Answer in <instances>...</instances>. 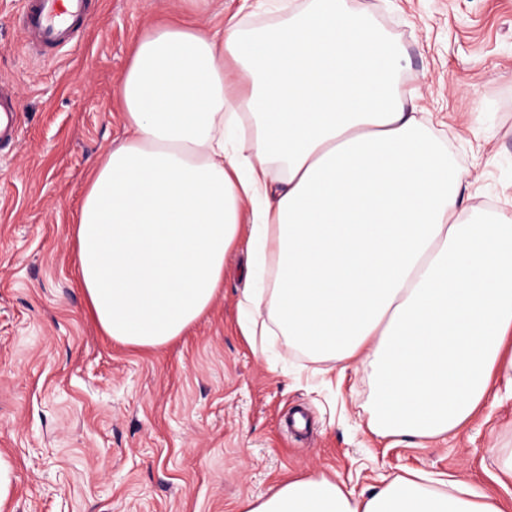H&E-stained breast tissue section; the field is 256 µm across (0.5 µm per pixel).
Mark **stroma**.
<instances>
[{
    "instance_id": "1",
    "label": "stroma",
    "mask_w": 512,
    "mask_h": 512,
    "mask_svg": "<svg viewBox=\"0 0 512 512\" xmlns=\"http://www.w3.org/2000/svg\"><path fill=\"white\" fill-rule=\"evenodd\" d=\"M309 0H91L78 48L33 57L0 0V79L17 92L21 133L0 149V512H238L245 500L322 473L357 492L416 472L457 480L512 512V390L498 385L445 439L369 428V368L328 366L241 336L247 239L224 259V293L158 350L103 336L75 283L71 227L94 160L125 136L118 84L139 37L185 14L221 30L279 22ZM403 49L408 108L469 171L464 204L512 216V0H350ZM309 427H284L293 408Z\"/></svg>"
}]
</instances>
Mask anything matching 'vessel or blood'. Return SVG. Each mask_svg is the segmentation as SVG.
<instances>
[{"label": "vessel or blood", "instance_id": "obj_1", "mask_svg": "<svg viewBox=\"0 0 512 512\" xmlns=\"http://www.w3.org/2000/svg\"><path fill=\"white\" fill-rule=\"evenodd\" d=\"M87 0H20L21 31L29 48L37 54L58 55L80 40ZM14 91L0 81V145L18 135Z\"/></svg>", "mask_w": 512, "mask_h": 512}]
</instances>
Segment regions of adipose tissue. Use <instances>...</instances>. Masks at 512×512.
Masks as SVG:
<instances>
[{"mask_svg":"<svg viewBox=\"0 0 512 512\" xmlns=\"http://www.w3.org/2000/svg\"><path fill=\"white\" fill-rule=\"evenodd\" d=\"M246 81L224 89V63ZM399 45L347 0L223 35L167 23L119 83L127 136L90 170L75 280L113 341L158 349L256 247L249 344L280 336L375 377L381 436L446 437L512 389V219L464 205L468 173L407 110ZM240 512H504L488 494L397 477L353 495L313 474Z\"/></svg>","mask_w":512,"mask_h":512,"instance_id":"adipose-tissue-1","label":"adipose tissue"}]
</instances>
